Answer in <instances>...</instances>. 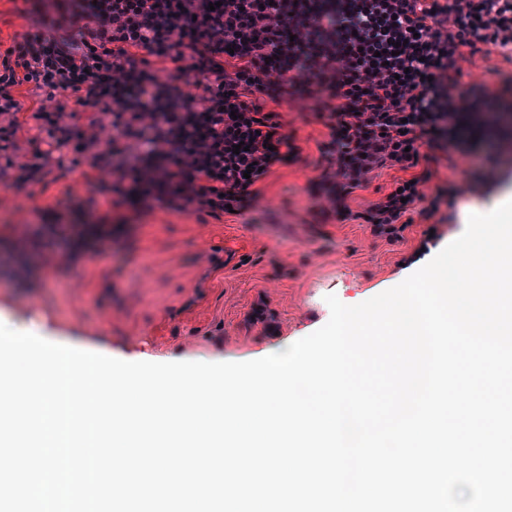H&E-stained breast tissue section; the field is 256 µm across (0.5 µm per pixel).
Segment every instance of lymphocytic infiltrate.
I'll return each instance as SVG.
<instances>
[{
    "label": "lymphocytic infiltrate",
    "mask_w": 512,
    "mask_h": 512,
    "mask_svg": "<svg viewBox=\"0 0 512 512\" xmlns=\"http://www.w3.org/2000/svg\"><path fill=\"white\" fill-rule=\"evenodd\" d=\"M56 0L0 50V189L43 183L48 167L97 170L114 212L143 184L151 206L219 215L252 209L256 187L303 148L279 108L326 133L310 180L311 223L352 219L396 238L405 217L429 219L512 173L495 151L483 180L426 193L430 152H461V112L499 128L497 88L462 85L460 60L512 47V0ZM39 93L28 136L17 87ZM393 190L362 212L349 199L380 170ZM74 228L41 237L44 266L75 261Z\"/></svg>",
    "instance_id": "f902f5d3"
}]
</instances>
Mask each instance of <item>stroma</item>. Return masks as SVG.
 I'll return each mask as SVG.
<instances>
[{
    "label": "stroma",
    "instance_id": "35a3bbf8",
    "mask_svg": "<svg viewBox=\"0 0 512 512\" xmlns=\"http://www.w3.org/2000/svg\"><path fill=\"white\" fill-rule=\"evenodd\" d=\"M302 157L274 166L257 187L255 209L209 216L190 210L127 208L111 214L112 259L69 268L42 267L36 243L17 249L12 228L45 226L63 200L58 180L32 194L0 190V255L27 261L34 289L0 274V319L44 339L121 360L177 361L185 347L241 362L324 326L326 296L373 298L420 269L433 251L464 232L470 214L491 209L499 194L473 196L460 222L415 221L388 239L371 225L303 224L306 186L316 174V147L325 129L289 115ZM441 240H433L431 230Z\"/></svg>",
    "mask_w": 512,
    "mask_h": 512
}]
</instances>
